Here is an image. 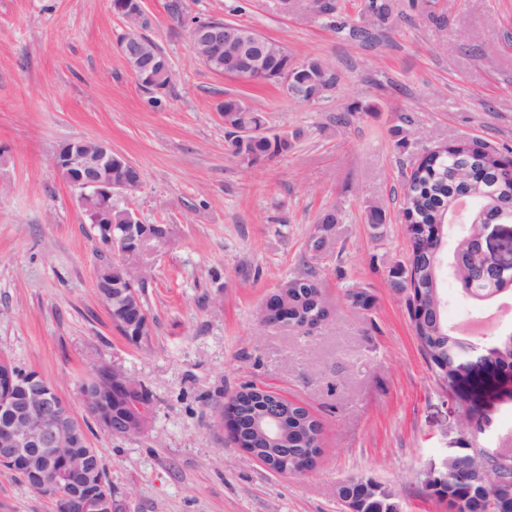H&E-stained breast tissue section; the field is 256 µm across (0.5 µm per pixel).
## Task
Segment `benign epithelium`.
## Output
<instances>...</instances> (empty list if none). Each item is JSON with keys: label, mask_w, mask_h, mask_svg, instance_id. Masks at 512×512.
<instances>
[{"label": "benign epithelium", "mask_w": 512, "mask_h": 512, "mask_svg": "<svg viewBox=\"0 0 512 512\" xmlns=\"http://www.w3.org/2000/svg\"><path fill=\"white\" fill-rule=\"evenodd\" d=\"M113 10L126 22L125 39L119 43L120 52L132 56L136 52L137 38L141 22L145 19L144 0H115ZM195 37L206 56L217 58L224 45L232 44L238 51L237 76L247 78L256 64L255 52L267 46L261 40H254L246 28L225 22L212 27L195 29ZM116 151L112 144L100 139H80L62 144L54 154L52 165L58 171H65L67 183L78 192L81 208L89 207L97 201L106 208L126 202L127 195L141 180L134 182L112 180V156ZM131 227L125 235L117 239L112 225L98 226L97 237L108 253V263L122 267V278L129 286L139 284L143 273L131 258L142 251L152 238L142 234L136 212L128 215ZM500 215L490 213L482 217L476 227L473 241L483 259L484 269L490 273H505L512 270V233L502 237L488 232L492 226L499 227ZM95 286L99 297L107 308H112V267H100L96 272ZM113 327L127 341L140 340L151 332L150 320H138L133 324L125 321H112ZM463 370L457 382L462 386L473 382L478 367L490 372L511 375L512 370L501 367L487 358L473 361L466 357L462 361ZM112 388L127 393L141 392L142 383L118 368L112 369ZM104 388L94 373L80 388V398L86 410L99 408L96 415L105 424L109 434L130 437L143 434L151 422V411L138 403L114 405L112 410H100ZM0 405L7 409L0 421V461H8L19 467L26 466L30 481L41 483L51 472L61 469L70 479L65 490L57 496L56 512H77L81 508L83 489L92 472L93 450L88 448L87 436L82 424L72 416L67 402L60 396L53 383L35 370L22 374L14 370V365L0 359ZM219 421L229 436L237 433L234 401L224 404ZM486 420L480 417L465 419L464 428L471 439L467 463L468 469L477 471L486 479L488 505L486 512H505L512 506V480L504 482L500 469L512 472V452L505 448H489L478 441L483 433Z\"/></svg>", "instance_id": "7a95c632"}]
</instances>
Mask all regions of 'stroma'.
<instances>
[{
  "mask_svg": "<svg viewBox=\"0 0 512 512\" xmlns=\"http://www.w3.org/2000/svg\"><path fill=\"white\" fill-rule=\"evenodd\" d=\"M144 0L148 35L174 78L153 109L121 55L111 0H0V358L51 381L103 458L125 512H348L352 477L379 483L400 512H449L423 479L463 447V411L486 418L485 443L512 448V401L487 380L445 389L419 348L407 292L391 270L410 248L405 175L426 151L470 139L512 159V0H335L331 30L305 0ZM220 17L286 45L296 62H325L333 89L305 102L276 85L212 71L188 21ZM367 38L353 36V29ZM236 96L273 132L301 131L288 154L246 166L230 155L216 105ZM360 112L340 125L350 105ZM104 139L141 170L129 197L141 223L168 241L141 261L153 321L148 343L116 331L95 288L107 252L77 193L52 166L59 144ZM378 204L387 220L367 223ZM339 212L333 254L315 266L332 305L310 335L263 326L260 310L301 272L317 218ZM368 288L367 310L344 297ZM449 327H512V296L466 298L442 275ZM107 364L140 380L152 419L136 437L104 433L79 381ZM251 384L302 404L321 425V453L302 475L270 471L236 447L218 420ZM0 512H52L0 469Z\"/></svg>",
  "mask_w": 512,
  "mask_h": 512,
  "instance_id": "35a3bbf8",
  "label": "stroma"
}]
</instances>
